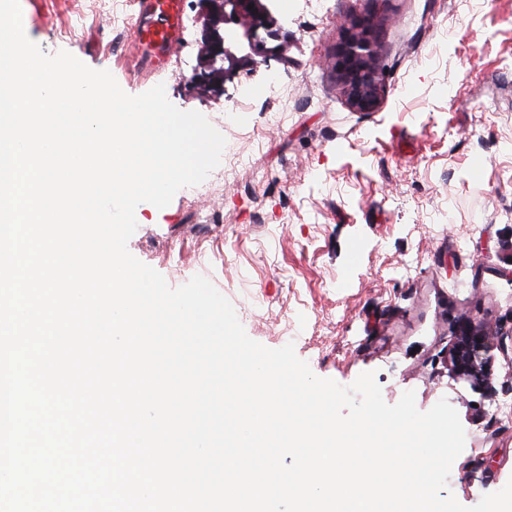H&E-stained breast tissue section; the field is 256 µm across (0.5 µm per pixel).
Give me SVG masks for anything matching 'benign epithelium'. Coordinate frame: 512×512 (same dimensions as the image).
Masks as SVG:
<instances>
[{"instance_id":"benign-epithelium-1","label":"benign epithelium","mask_w":512,"mask_h":512,"mask_svg":"<svg viewBox=\"0 0 512 512\" xmlns=\"http://www.w3.org/2000/svg\"><path fill=\"white\" fill-rule=\"evenodd\" d=\"M208 6L207 25L210 37L201 49L202 67L197 80L203 89L224 87L239 74L240 58L229 43L235 36L224 37L219 28L233 23L242 30V38L253 53L268 51L259 31L272 40L288 39L272 31L271 16L261 0H204ZM254 8H249V5ZM336 74L337 82L356 112L378 110L385 92V70L376 16L372 13L349 18L343 24L336 53L326 62ZM499 332L466 317L456 330V342L447 359L454 375L469 381L474 388L494 391L492 385L494 356L499 346Z\"/></svg>"}]
</instances>
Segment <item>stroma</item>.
Wrapping results in <instances>:
<instances>
[{
  "label": "stroma",
  "mask_w": 512,
  "mask_h": 512,
  "mask_svg": "<svg viewBox=\"0 0 512 512\" xmlns=\"http://www.w3.org/2000/svg\"><path fill=\"white\" fill-rule=\"evenodd\" d=\"M289 33L287 61L258 62L205 91L204 0L163 71L145 68L132 30L97 0H20L31 41L109 71L130 95L164 84L179 109L224 135L234 161L202 199L144 202L129 252L170 286L202 275L247 335L293 344L312 372L341 385L374 372L395 404L456 409L465 447L448 489L463 505L512 479V0H262ZM383 11L389 77L378 111H354L324 67L341 23ZM87 16L72 38L60 31ZM502 330L495 396L452 377L461 318Z\"/></svg>",
  "instance_id": "1"
}]
</instances>
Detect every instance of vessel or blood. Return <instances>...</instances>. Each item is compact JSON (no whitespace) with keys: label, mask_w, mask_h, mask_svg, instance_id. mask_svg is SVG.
<instances>
[{"label":"vessel or blood","mask_w":512,"mask_h":512,"mask_svg":"<svg viewBox=\"0 0 512 512\" xmlns=\"http://www.w3.org/2000/svg\"><path fill=\"white\" fill-rule=\"evenodd\" d=\"M135 41L145 65L159 71L183 32L181 0H135Z\"/></svg>","instance_id":"obj_1"}]
</instances>
